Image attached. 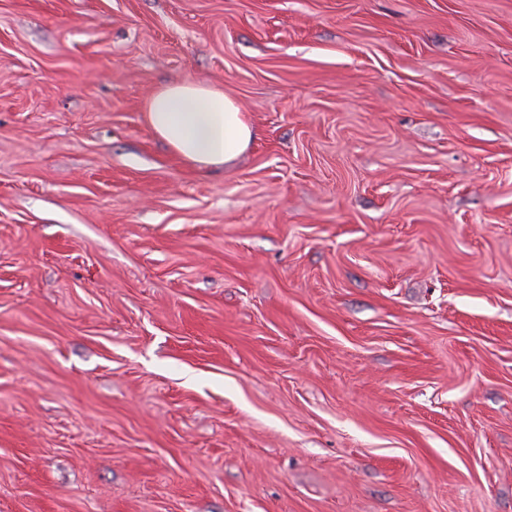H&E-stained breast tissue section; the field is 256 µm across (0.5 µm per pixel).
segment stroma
<instances>
[{"instance_id": "35a3bbf8", "label": "stroma", "mask_w": 512, "mask_h": 512, "mask_svg": "<svg viewBox=\"0 0 512 512\" xmlns=\"http://www.w3.org/2000/svg\"><path fill=\"white\" fill-rule=\"evenodd\" d=\"M0 512H512V0H0ZM145 112L153 132L198 169L231 166L249 148L254 128L224 91L179 81L156 91Z\"/></svg>"}]
</instances>
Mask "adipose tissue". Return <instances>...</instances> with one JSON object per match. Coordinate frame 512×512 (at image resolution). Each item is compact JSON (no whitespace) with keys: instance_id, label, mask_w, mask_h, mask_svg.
Returning <instances> with one entry per match:
<instances>
[{"instance_id":"obj_1","label":"adipose tissue","mask_w":512,"mask_h":512,"mask_svg":"<svg viewBox=\"0 0 512 512\" xmlns=\"http://www.w3.org/2000/svg\"><path fill=\"white\" fill-rule=\"evenodd\" d=\"M148 123L182 161L199 169L231 166L249 148L254 128L220 89L179 81L146 103Z\"/></svg>"}]
</instances>
